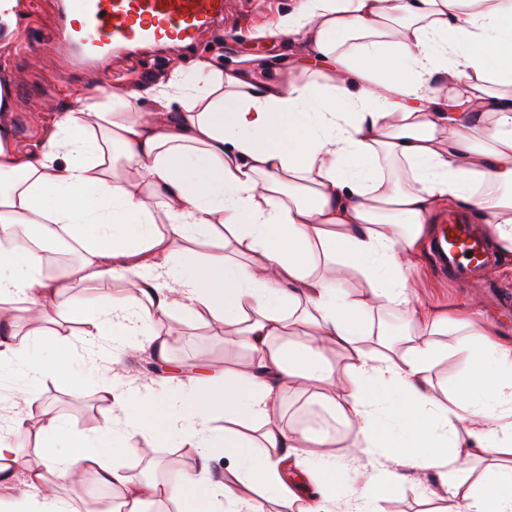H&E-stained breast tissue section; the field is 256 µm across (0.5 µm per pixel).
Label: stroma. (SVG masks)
Returning <instances> with one entry per match:
<instances>
[{
  "label": "stroma",
  "instance_id": "1",
  "mask_svg": "<svg viewBox=\"0 0 512 512\" xmlns=\"http://www.w3.org/2000/svg\"><path fill=\"white\" fill-rule=\"evenodd\" d=\"M301 0H231L230 15L224 24L202 35L187 54L174 51L140 49L111 54L99 66L77 63L55 39L60 25L59 0H19L12 29L0 26V82H9L12 105L9 114L14 144L21 150L39 151L48 129L60 113L79 108L78 93L100 101L111 99L114 90L140 92L141 111H151L153 102L143 96L144 88L167 83L175 66L191 69L198 58H207L216 69L261 68L266 60L286 58L295 65L306 61V46L292 37H262L261 29L286 23ZM411 283L421 297L438 294L449 305L469 300L471 294L444 278L433 262H426L422 276ZM19 331L47 333L57 346L40 350L50 359L55 378L41 386L35 403L21 404L28 419L33 442L26 455L32 470L43 466L39 430L43 410L60 415L74 430L95 433L112 417V407L98 393L101 370L93 364L83 336L80 315L50 309L39 324L18 316ZM169 341L171 360L182 371L193 372L215 366L235 368L244 358L243 350L225 345L224 330L206 319L183 320L175 316L161 330ZM81 372L82 384H71L73 372ZM115 463L132 479L151 473L169 479L171 473H184L195 465L194 449L184 447L181 438L141 441L136 454L115 449ZM438 480L429 472L410 471L405 486L388 498L376 499L375 512H435Z\"/></svg>",
  "mask_w": 512,
  "mask_h": 512
}]
</instances>
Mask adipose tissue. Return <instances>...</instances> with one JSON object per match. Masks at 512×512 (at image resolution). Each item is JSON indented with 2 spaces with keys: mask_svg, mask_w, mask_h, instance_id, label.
<instances>
[{
  "mask_svg": "<svg viewBox=\"0 0 512 512\" xmlns=\"http://www.w3.org/2000/svg\"><path fill=\"white\" fill-rule=\"evenodd\" d=\"M286 34L309 49L295 78L200 60L147 88L154 111L115 110L127 100L116 92L60 115L36 155L0 122V377L28 382L15 402L32 400L54 369L31 359L14 306L39 317L73 284L123 280L138 292L134 304L93 296L89 342L164 361L159 329L178 314L231 330L247 354L242 369L176 373L161 392L102 356L99 393L122 417L92 437L44 413L38 471L21 469L28 426L11 419L0 432V512H75L47 476L89 472L117 491L112 512H143L160 495L182 512H265L273 496L287 512H331L339 498L368 507L400 468L438 477L437 512H512V343L469 307L451 315L408 286L423 228L447 207L474 211L512 252V0H304L287 29L268 32ZM175 95L183 111H170ZM49 226L82 251L57 278L27 241ZM215 235L230 253L186 247ZM342 265L361 275L359 295L338 277ZM381 309L400 310L406 331L366 348V319ZM460 332L465 365L436 390L431 372L456 353L440 338ZM313 386L350 424L357 485L336 479L333 435L272 419L284 391ZM174 435L199 460L179 482H136L110 463L106 440L133 453L138 438ZM220 451L232 463L216 473ZM383 451L394 471L382 469ZM479 462L485 474L471 480Z\"/></svg>",
  "mask_w": 512,
  "mask_h": 512,
  "instance_id": "obj_1",
  "label": "adipose tissue"
}]
</instances>
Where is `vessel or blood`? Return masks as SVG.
<instances>
[{"instance_id": "obj_1", "label": "vessel or blood", "mask_w": 512, "mask_h": 512, "mask_svg": "<svg viewBox=\"0 0 512 512\" xmlns=\"http://www.w3.org/2000/svg\"><path fill=\"white\" fill-rule=\"evenodd\" d=\"M226 6V0H62L58 42L66 48L80 47L85 64L117 46H188L224 17ZM491 232V225L449 215L440 224L433 247L440 271L461 285L478 282L490 260Z\"/></svg>"}]
</instances>
